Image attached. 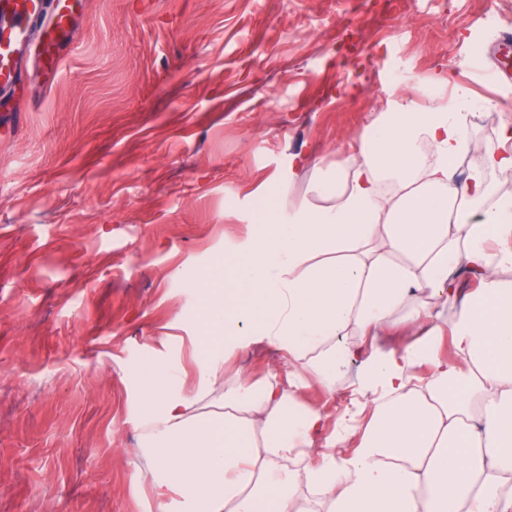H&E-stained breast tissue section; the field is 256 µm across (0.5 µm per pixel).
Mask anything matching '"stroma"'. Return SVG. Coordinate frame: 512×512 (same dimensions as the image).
Returning <instances> with one entry per match:
<instances>
[{"instance_id":"1","label":"stroma","mask_w":512,"mask_h":512,"mask_svg":"<svg viewBox=\"0 0 512 512\" xmlns=\"http://www.w3.org/2000/svg\"><path fill=\"white\" fill-rule=\"evenodd\" d=\"M504 28L512 0H88L0 125V512H157L139 368L189 367L200 281L390 101L466 88L497 144L512 86L480 67Z\"/></svg>"}]
</instances>
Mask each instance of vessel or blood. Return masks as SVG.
I'll return each instance as SVG.
<instances>
[{
    "instance_id": "1",
    "label": "vessel or blood",
    "mask_w": 512,
    "mask_h": 512,
    "mask_svg": "<svg viewBox=\"0 0 512 512\" xmlns=\"http://www.w3.org/2000/svg\"><path fill=\"white\" fill-rule=\"evenodd\" d=\"M86 0H54L52 21L36 29L40 0H0V116L11 119L20 109L17 100L22 70L33 41H40L37 65L59 70L77 42L76 20Z\"/></svg>"
}]
</instances>
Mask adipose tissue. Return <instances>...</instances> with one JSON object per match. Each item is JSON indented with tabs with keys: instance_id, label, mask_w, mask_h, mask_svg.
Masks as SVG:
<instances>
[{
	"instance_id": "adipose-tissue-1",
	"label": "adipose tissue",
	"mask_w": 512,
	"mask_h": 512,
	"mask_svg": "<svg viewBox=\"0 0 512 512\" xmlns=\"http://www.w3.org/2000/svg\"><path fill=\"white\" fill-rule=\"evenodd\" d=\"M466 98L396 103L289 222L269 208L223 284L201 283L195 383L141 371L158 512H512V195L487 181L512 169V127L479 148ZM256 345L287 375L236 366ZM311 387L350 395L331 438Z\"/></svg>"
}]
</instances>
